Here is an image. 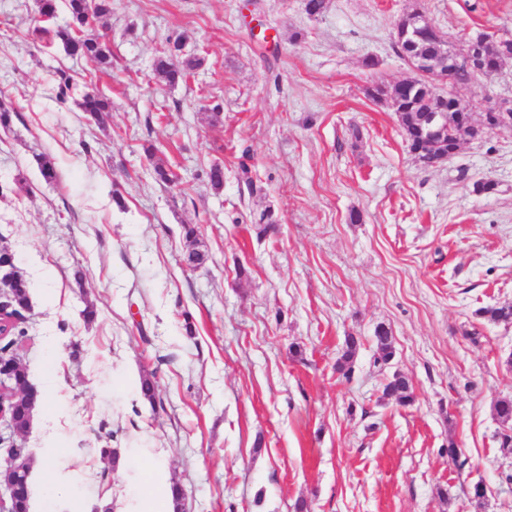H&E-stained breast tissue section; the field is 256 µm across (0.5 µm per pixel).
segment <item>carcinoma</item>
<instances>
[{
    "instance_id": "cac0c4a2",
    "label": "carcinoma",
    "mask_w": 512,
    "mask_h": 512,
    "mask_svg": "<svg viewBox=\"0 0 512 512\" xmlns=\"http://www.w3.org/2000/svg\"><path fill=\"white\" fill-rule=\"evenodd\" d=\"M65 6L71 16L69 27L50 31L46 28L42 32L46 35L52 33L60 40L64 50L71 56L85 57L106 65L111 56L108 43L94 36L85 34V30L92 25L106 19L111 14V0H65ZM418 13L414 12L403 17L397 24L394 40L396 53L402 57L431 60L438 53V47L427 40L414 35L412 21ZM490 46L495 55L498 67L512 60V36L506 34L490 35ZM181 50V44L173 42L168 53L158 57L153 64V70L158 78L169 85H175L186 77L187 71L200 65V60L189 59L184 68L177 67L171 58ZM395 103L393 111L400 115V121L405 140L409 149L418 157L427 156L431 166L439 165V158L446 151L459 149L462 142L474 138L472 129L475 124L468 121L461 109L448 110V99L440 91L418 80L396 84L391 87ZM77 105L81 111L87 113L95 123L104 126L112 109V102L97 92H84L80 95ZM445 112L448 115V127L444 133L445 146L431 148L424 140L426 124L421 118L429 112ZM10 289L11 298L4 300V307L8 313H19L20 306L30 301V284L26 277L18 278L4 283ZM475 315L493 323H512V305L487 306L475 311ZM376 357L375 362L382 365L389 364L395 357V349L390 331L379 326L375 329ZM28 340L26 319L22 318L12 328L10 336L0 342V353L18 354L20 348ZM359 346L354 336L345 338V348L337 361V370L344 377H349L351 361ZM383 396L396 397L405 405L413 401V389L408 378L399 373H393L383 388Z\"/></svg>"
}]
</instances>
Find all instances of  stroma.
I'll list each match as a JSON object with an SVG mask.
<instances>
[{
	"label": "stroma",
	"instance_id": "obj_1",
	"mask_svg": "<svg viewBox=\"0 0 512 512\" xmlns=\"http://www.w3.org/2000/svg\"><path fill=\"white\" fill-rule=\"evenodd\" d=\"M305 3L112 0L105 70L35 35L37 0H0V246L30 282L21 356L44 394L24 439L31 512H136L152 466L185 512H512L494 410L512 397V323L475 315L512 304V130L426 167L366 94L412 75L393 49L402 15L462 52L512 33V0H326L315 17ZM173 40L201 65L169 86L152 62ZM63 74L111 99L106 127L57 100ZM157 162L174 183L154 181ZM486 178L495 192L476 193ZM266 210L279 224L262 237ZM396 371L412 404L382 395ZM376 339V357L377 364L387 365L395 357V349L392 342L390 331L384 326H378L375 329Z\"/></svg>",
	"mask_w": 512,
	"mask_h": 512
}]
</instances>
